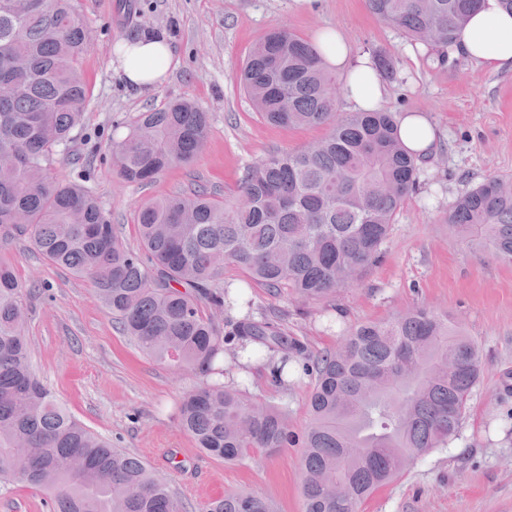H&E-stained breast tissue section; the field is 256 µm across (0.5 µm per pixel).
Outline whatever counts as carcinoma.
Here are the masks:
<instances>
[{
  "label": "carcinoma",
  "mask_w": 512,
  "mask_h": 512,
  "mask_svg": "<svg viewBox=\"0 0 512 512\" xmlns=\"http://www.w3.org/2000/svg\"><path fill=\"white\" fill-rule=\"evenodd\" d=\"M479 0H365L368 11L426 49L440 65ZM88 25L74 0H0V237L24 236L53 264L88 280L112 318L151 360L224 375L216 314L250 306L224 286L234 266L277 292L322 300L379 254L416 186L417 159L390 112H336L338 84L316 46L285 28L264 34L240 70L257 114L281 126H323L317 148L269 154L250 166L239 194H172L138 212L141 250L119 239L83 186L53 179L86 101L80 62ZM208 113L176 101L139 113L112 145L127 182L146 183L203 150ZM452 232L512 264V179L486 178L448 212ZM25 285L0 262V478L47 492L51 512H183L167 484L139 458L112 447L69 416L30 368ZM241 341L283 351L288 375L303 353L277 323L244 316ZM311 425L302 439L304 512H359L361 503L416 459L458 438L482 373L474 337L446 314L416 308L348 330L313 357ZM180 427L204 452L242 462L288 447L287 410L224 386L195 387ZM85 469L69 468L73 456ZM205 512H275L248 493L211 501Z\"/></svg>",
  "instance_id": "cac0c4a2"
}]
</instances>
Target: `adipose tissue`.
Segmentation results:
<instances>
[{"instance_id":"ef3b65f1","label":"adipose tissue","mask_w":512,"mask_h":512,"mask_svg":"<svg viewBox=\"0 0 512 512\" xmlns=\"http://www.w3.org/2000/svg\"><path fill=\"white\" fill-rule=\"evenodd\" d=\"M315 41L327 66L341 76L347 99L361 111L376 110L383 99V81L372 61L352 58L348 40L336 28L320 29ZM452 50L488 71L512 70V14L500 7L499 0H480L458 29ZM114 52L125 81L136 89L157 87L174 66L171 47L161 38L133 43L121 38ZM398 136L419 159L427 157L436 146L435 128L421 114L405 115Z\"/></svg>"}]
</instances>
